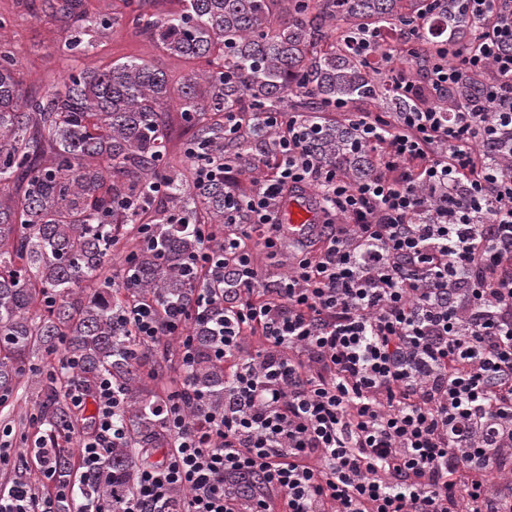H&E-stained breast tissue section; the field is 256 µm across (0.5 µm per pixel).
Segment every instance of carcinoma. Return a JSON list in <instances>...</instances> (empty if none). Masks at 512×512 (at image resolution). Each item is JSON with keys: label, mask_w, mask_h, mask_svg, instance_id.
Masks as SVG:
<instances>
[{"label": "carcinoma", "mask_w": 512, "mask_h": 512, "mask_svg": "<svg viewBox=\"0 0 512 512\" xmlns=\"http://www.w3.org/2000/svg\"><path fill=\"white\" fill-rule=\"evenodd\" d=\"M144 2L123 0L134 28L195 63L176 87L133 58L76 66L62 83L27 97L15 55L0 48V187L14 188L0 197V406L19 386L38 385L28 426L39 445L56 449L57 512H70L78 499L123 512L138 479L133 449L170 445L147 383L159 381L178 349L137 342L126 319L131 298L187 315L195 360L184 380L203 407H224V364L213 354L224 300L198 305L201 289L221 295L224 284L200 282L189 261L203 247L199 228L221 243L224 225L243 217L226 205L224 164L249 159L276 138L256 122L230 133L224 113L310 112V153L352 182L364 179L374 170L371 152L352 147L348 123L314 113L389 98L382 73L349 38L406 28L422 0H178L162 15L144 11ZM45 10L67 24L68 50L90 51L81 0H45ZM473 28L463 0H437L412 41L414 67L443 48L450 55L463 49ZM481 84L469 77L446 107H459ZM174 101L192 131L177 164L164 132ZM203 168L216 177L200 180ZM118 247L124 257L116 264ZM105 376L120 393L126 436L100 470L78 475L68 447L90 431L88 405ZM70 387L84 393L79 413Z\"/></svg>", "instance_id": "1"}]
</instances>
